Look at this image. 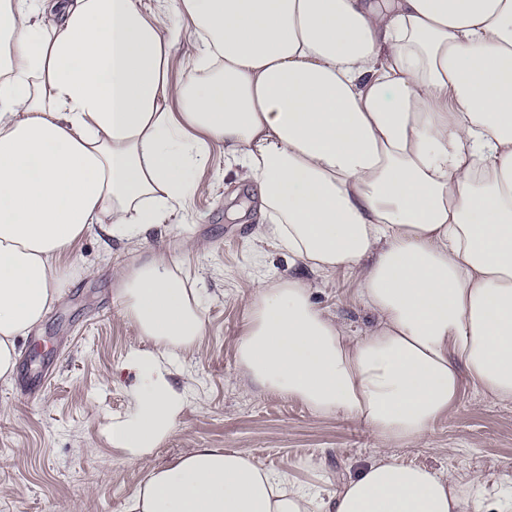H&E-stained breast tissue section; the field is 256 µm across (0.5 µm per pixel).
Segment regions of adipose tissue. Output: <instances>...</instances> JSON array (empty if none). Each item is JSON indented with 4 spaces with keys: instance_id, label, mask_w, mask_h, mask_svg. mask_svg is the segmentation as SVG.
Listing matches in <instances>:
<instances>
[{
    "instance_id": "obj_1",
    "label": "adipose tissue",
    "mask_w": 512,
    "mask_h": 512,
    "mask_svg": "<svg viewBox=\"0 0 512 512\" xmlns=\"http://www.w3.org/2000/svg\"><path fill=\"white\" fill-rule=\"evenodd\" d=\"M0 0V381L75 275L91 228L139 244L200 188L211 143L256 187L262 237L352 271L375 325L354 334L310 283L261 282L237 362L250 385L381 439L335 494L247 453L149 468L125 512H486L480 474L401 461L464 381L512 401V0ZM197 54L175 82L173 49ZM140 378L107 438L150 457L188 390L174 361L205 324L178 260L114 272Z\"/></svg>"
}]
</instances>
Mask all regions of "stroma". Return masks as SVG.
<instances>
[{
	"instance_id": "obj_1",
	"label": "stroma",
	"mask_w": 512,
	"mask_h": 512,
	"mask_svg": "<svg viewBox=\"0 0 512 512\" xmlns=\"http://www.w3.org/2000/svg\"><path fill=\"white\" fill-rule=\"evenodd\" d=\"M199 179L201 188L185 209L153 229L148 240L149 247L175 251L189 286L201 296V354L176 364L178 380L189 388L180 424L144 463L122 461L107 440L110 419L124 412L136 383L123 360L141 341L112 300V271L133 253L91 230L72 260L92 268L93 276L69 281L25 340L12 382L0 383V512H70L75 506L123 512L147 466L194 448L242 451L332 492L381 447V440L353 421L316 416L242 378L235 342L259 280L294 276L310 282L318 306L357 332L373 317L360 301L353 273L311 271L258 240V194L235 177L223 148H210ZM186 237L203 240L205 249L180 250ZM395 454L438 471L481 474L496 488L512 480V402L466 384L423 444ZM311 461L321 462V469H308Z\"/></svg>"
}]
</instances>
